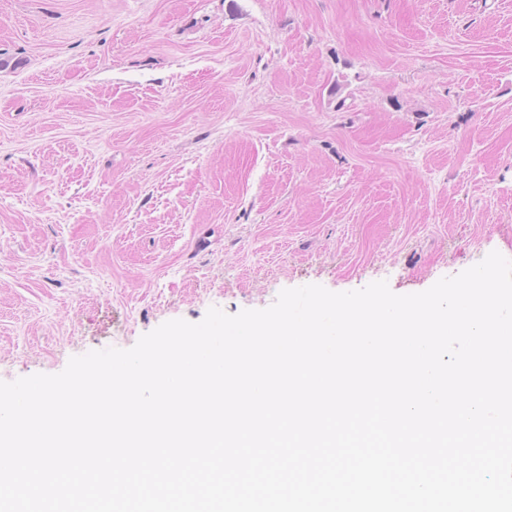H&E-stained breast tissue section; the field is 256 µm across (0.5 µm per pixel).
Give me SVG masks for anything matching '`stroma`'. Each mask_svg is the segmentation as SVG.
Wrapping results in <instances>:
<instances>
[{
    "label": "stroma",
    "instance_id": "1",
    "mask_svg": "<svg viewBox=\"0 0 512 512\" xmlns=\"http://www.w3.org/2000/svg\"><path fill=\"white\" fill-rule=\"evenodd\" d=\"M493 251L512 0H0V381Z\"/></svg>",
    "mask_w": 512,
    "mask_h": 512
}]
</instances>
